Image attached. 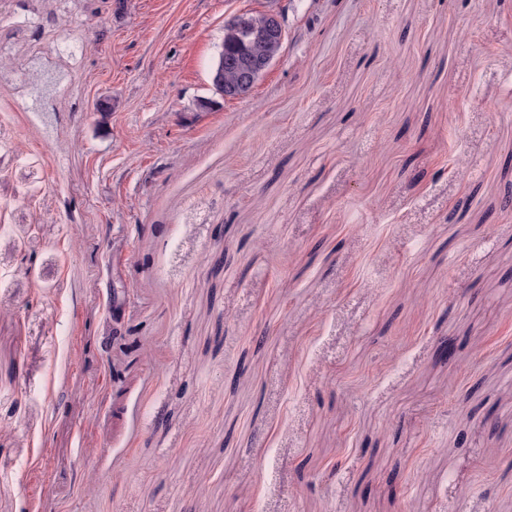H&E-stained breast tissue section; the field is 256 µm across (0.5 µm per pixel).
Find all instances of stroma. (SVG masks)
<instances>
[{
    "mask_svg": "<svg viewBox=\"0 0 512 512\" xmlns=\"http://www.w3.org/2000/svg\"><path fill=\"white\" fill-rule=\"evenodd\" d=\"M278 3L0 0V512H512V0ZM285 13L280 9H269L259 12H241L226 21L231 28L246 27L252 34L256 44H262L272 39L283 43L286 38ZM220 57L218 74H224V88H217V92L224 101L238 99V91L241 88L252 90L275 63L262 52L252 53L246 58H230L226 61H224V54L220 52Z\"/></svg>",
    "mask_w": 512,
    "mask_h": 512,
    "instance_id": "stroma-1",
    "label": "stroma"
}]
</instances>
